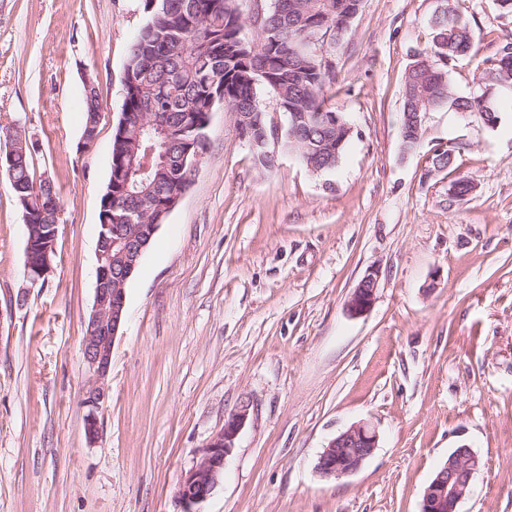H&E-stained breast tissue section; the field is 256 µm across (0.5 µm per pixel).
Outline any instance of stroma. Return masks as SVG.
<instances>
[{"mask_svg": "<svg viewBox=\"0 0 512 512\" xmlns=\"http://www.w3.org/2000/svg\"><path fill=\"white\" fill-rule=\"evenodd\" d=\"M443 0H362L331 51L325 93L352 126L336 169L256 165L218 107L192 184L126 287L101 435L89 443L82 353L95 297L100 198L140 0H0V133L38 140L63 201L57 254L25 302L27 231L0 172V512H182V473L225 419H248L199 512H420L449 454L481 459L458 512H512V100L490 128L424 114L403 153L406 71ZM480 41L457 95L506 35L494 0H454ZM103 116L82 148L85 77ZM465 142L455 174L433 153ZM474 190L449 203L454 176ZM376 273L368 312L349 316ZM371 422L359 471H315L328 442ZM376 290L377 276L375 273H368L353 289L346 303L347 313L357 317L369 311L375 301Z\"/></svg>", "mask_w": 512, "mask_h": 512, "instance_id": "35a3bbf8", "label": "stroma"}]
</instances>
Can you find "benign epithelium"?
Segmentation results:
<instances>
[{"mask_svg":"<svg viewBox=\"0 0 512 512\" xmlns=\"http://www.w3.org/2000/svg\"><path fill=\"white\" fill-rule=\"evenodd\" d=\"M271 134L261 139H249L251 149H261L260 159L265 167L273 168L278 163L283 148L280 147L281 132L284 128L282 113L271 112ZM119 125L136 137L148 127L162 128V118H150L143 112L120 113ZM19 143H25L22 134L7 133L0 144V171L6 170L13 177L12 159ZM186 192L182 188L170 195L155 210V221L151 224H115L104 225V229L119 232L110 238L101 234L96 267L95 299L87 320L82 340V352L90 374V381L83 393L82 406L86 409L84 418L86 437L89 442H97L100 434L99 413L109 398L107 378L112 363L113 343L118 335L125 316L126 289L128 280L137 266V259L146 246V241L159 230L161 220L168 218ZM123 258L122 274L111 277L112 251ZM50 248L37 253L33 239L25 246L24 275L28 287L19 291V296L27 298L28 293L38 284L45 282L52 269L49 258ZM377 276L365 275L353 289L346 311L357 317L370 310L375 301ZM248 413L242 407L231 414L203 450L199 461L180 478L178 495L184 504L183 512H197L195 506L203 502L218 485L224 475L228 457L235 448L236 439L245 426ZM378 447V433L368 422L352 424L338 434L320 454L315 465L316 471L325 479H336L357 472L363 463ZM480 466L479 458L466 446L460 447L438 470L425 488L420 512H458L457 507L467 493L473 474Z\"/></svg>","mask_w":512,"mask_h":512,"instance_id":"1","label":"benign epithelium"}]
</instances>
